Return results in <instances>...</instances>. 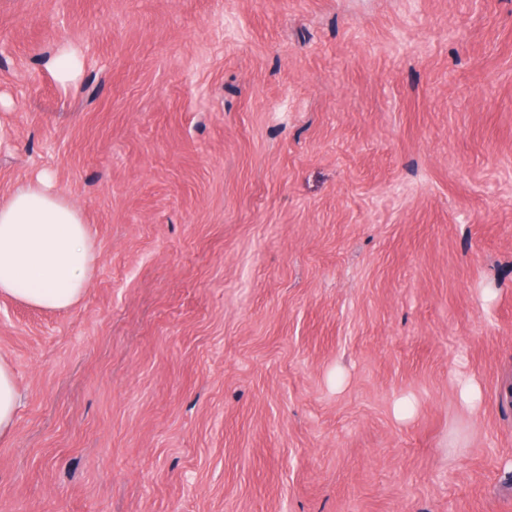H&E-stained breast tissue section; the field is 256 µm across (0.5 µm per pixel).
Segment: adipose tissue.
Returning <instances> with one entry per match:
<instances>
[{
    "label": "adipose tissue",
    "mask_w": 512,
    "mask_h": 512,
    "mask_svg": "<svg viewBox=\"0 0 512 512\" xmlns=\"http://www.w3.org/2000/svg\"><path fill=\"white\" fill-rule=\"evenodd\" d=\"M98 248L80 209L43 175L0 197V296L63 311L83 298ZM21 393L0 358V439L15 427Z\"/></svg>",
    "instance_id": "ef3b65f1"
}]
</instances>
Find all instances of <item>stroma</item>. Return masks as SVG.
Listing matches in <instances>:
<instances>
[{"label": "stroma", "instance_id": "35a3bbf8", "mask_svg": "<svg viewBox=\"0 0 512 512\" xmlns=\"http://www.w3.org/2000/svg\"><path fill=\"white\" fill-rule=\"evenodd\" d=\"M43 172L99 260L0 297V512H512V0H0ZM20 401L21 393L13 369L0 358V439L12 434Z\"/></svg>", "mask_w": 512, "mask_h": 512}]
</instances>
